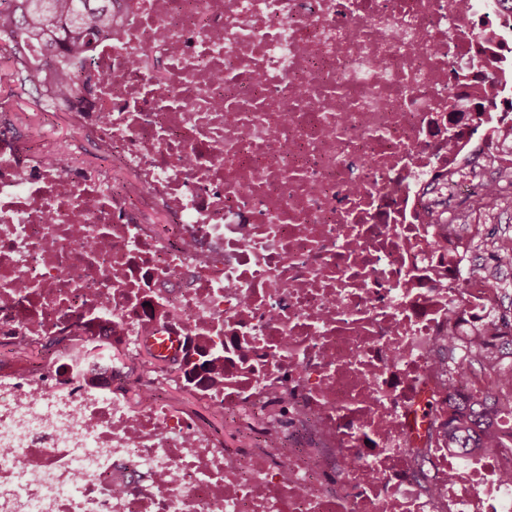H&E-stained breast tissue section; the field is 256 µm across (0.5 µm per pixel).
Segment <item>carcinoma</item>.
I'll return each mask as SVG.
<instances>
[{"instance_id":"carcinoma-1","label":"carcinoma","mask_w":512,"mask_h":512,"mask_svg":"<svg viewBox=\"0 0 512 512\" xmlns=\"http://www.w3.org/2000/svg\"><path fill=\"white\" fill-rule=\"evenodd\" d=\"M113 0H0V83L14 87L0 100V114L14 119L12 97L15 90L30 97L31 112H52L58 96L71 93L74 87L67 80V68L57 70L54 89L48 92L41 84L44 61L53 56L59 44L84 53L97 33L112 20ZM512 200V173L500 188H489L480 195V207L494 210ZM496 232L487 231L497 259L512 262V238L497 241ZM498 335L501 345L488 339L463 344L448 339V383L474 367H479L485 383L448 403V447L465 457L484 448L504 447L496 425L512 424V391L502 389L496 394L490 386L512 382V312L502 318Z\"/></svg>"}]
</instances>
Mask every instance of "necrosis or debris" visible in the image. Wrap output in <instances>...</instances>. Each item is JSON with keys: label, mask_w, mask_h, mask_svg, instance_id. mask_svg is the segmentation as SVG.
<instances>
[{"label": "necrosis or debris", "mask_w": 512, "mask_h": 512, "mask_svg": "<svg viewBox=\"0 0 512 512\" xmlns=\"http://www.w3.org/2000/svg\"><path fill=\"white\" fill-rule=\"evenodd\" d=\"M69 78L135 178L0 118V345L39 352L0 358V512H512L442 349L507 299L439 220L512 172V0H114ZM158 335L248 446L89 348Z\"/></svg>", "instance_id": "obj_1"}]
</instances>
